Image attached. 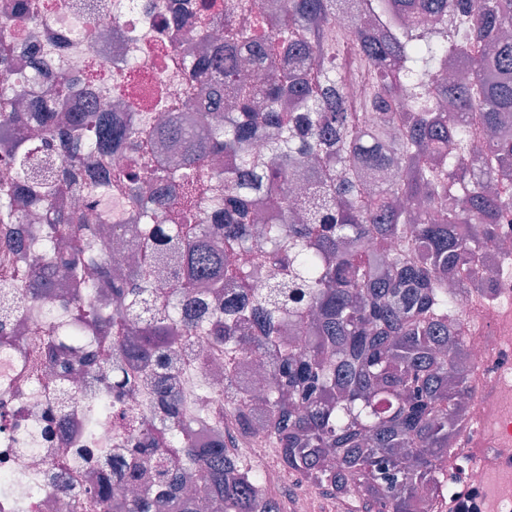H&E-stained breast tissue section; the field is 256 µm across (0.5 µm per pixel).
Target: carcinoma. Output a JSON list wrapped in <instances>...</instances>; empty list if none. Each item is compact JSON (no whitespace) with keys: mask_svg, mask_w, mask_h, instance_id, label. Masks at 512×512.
Masks as SVG:
<instances>
[{"mask_svg":"<svg viewBox=\"0 0 512 512\" xmlns=\"http://www.w3.org/2000/svg\"><path fill=\"white\" fill-rule=\"evenodd\" d=\"M363 28L342 45L325 42L346 0H281L277 36L248 25L259 0H203L200 28L224 27V66L211 85L232 88L220 123L196 136L175 125L149 126L128 113L118 123L104 106L74 113L61 129L58 107L71 84L60 79L57 97L15 109V93L0 84V137L15 154L7 163L43 210L50 233L44 253L31 263L24 287L27 310L40 290L55 285L71 297L77 325L50 319L44 337L87 328L107 337L112 371L93 389L112 394L117 406L130 379L131 362L153 375L166 395L163 414L142 422V436L112 465L128 481L143 468L156 481L130 498L103 490L75 492L74 512H154L170 497L172 512H199L202 504L180 492L192 468L207 473L203 496L222 512H282L260 478L222 448L196 447L179 399L169 394L179 378L183 345L193 337L222 345L236 356L256 351L277 356V393L259 406L262 439L279 450L280 462L337 496L370 501L365 512H434L448 491V458L467 430L472 389L464 361L465 340L457 309L468 296L479 256L512 225V184L491 191L492 175L512 167V0H359ZM470 18L465 40L444 27L418 33L415 17ZM359 56L375 69L378 90L370 105L380 122L362 127L348 99L343 61ZM248 59L256 81L240 76ZM456 61L466 74L431 82L428 75ZM413 95V111L391 133L387 115L400 91ZM475 114L485 145L471 157ZM267 137L265 153L249 144ZM163 139L182 147L166 169L160 160L133 157L121 188L137 197L174 179L180 192L148 212L143 244L153 269L125 279L123 299L111 314L83 306L95 287L91 271L112 276L93 252L96 227L54 209L74 193L94 204L96 183L87 178L94 156L127 140ZM228 159L224 170L213 156ZM313 189L304 204L289 191L292 176ZM12 185L0 187V225L16 224ZM224 213L208 224L206 213ZM260 221L267 248L254 266L280 268L278 281L253 295L245 276L228 298L227 276L237 252ZM174 287H148L152 272ZM33 350L15 382L39 377ZM244 372L224 373V402L237 406L240 430L251 432L255 407L243 392Z\"/></svg>","mask_w":512,"mask_h":512,"instance_id":"carcinoma-1","label":"carcinoma"}]
</instances>
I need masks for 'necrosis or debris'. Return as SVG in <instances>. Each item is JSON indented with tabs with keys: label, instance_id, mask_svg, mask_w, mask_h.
Segmentation results:
<instances>
[{
	"label": "necrosis or debris",
	"instance_id": "obj_1",
	"mask_svg": "<svg viewBox=\"0 0 512 512\" xmlns=\"http://www.w3.org/2000/svg\"><path fill=\"white\" fill-rule=\"evenodd\" d=\"M201 0H0V18L12 17L16 25L6 34L18 64L7 76L9 86L39 95L52 76L66 74L74 81L75 95L113 104L114 119L139 113L154 126L172 120L191 132H200L197 122L206 85L189 89L182 63H197L201 46L196 37ZM345 81L354 111L364 124L376 121L369 105L375 92L370 70L363 61L347 65ZM105 199L122 212L110 220L102 207L87 206L74 195L60 197L55 208L80 213L86 223L99 229L100 238L113 254L141 252L137 237L138 206L116 189ZM70 322L71 312L62 304L58 289L40 294L30 313L19 318L15 345L0 347V378L8 379L23 364L28 347L42 334L44 318ZM492 309L463 303L458 319L467 340L472 368L485 369L490 381L503 371L488 365L489 354L505 343V336L490 329ZM112 355L97 336L78 337L68 363L46 361L40 380L8 396L0 411V512H73V492L78 488L111 486L106 464L127 434L115 424L107 406L106 391L90 392L92 378L109 373ZM64 382L71 398L58 435L45 438L42 427L49 408L48 385ZM185 407H192L199 392L224 396V355L215 348H197L195 361L180 381ZM73 448L98 454L97 462L48 479L45 469L52 459ZM236 460L258 473L267 492L293 481L295 474L281 465L279 451L256 434L241 436L233 450Z\"/></svg>",
	"mask_w": 512,
	"mask_h": 512
}]
</instances>
